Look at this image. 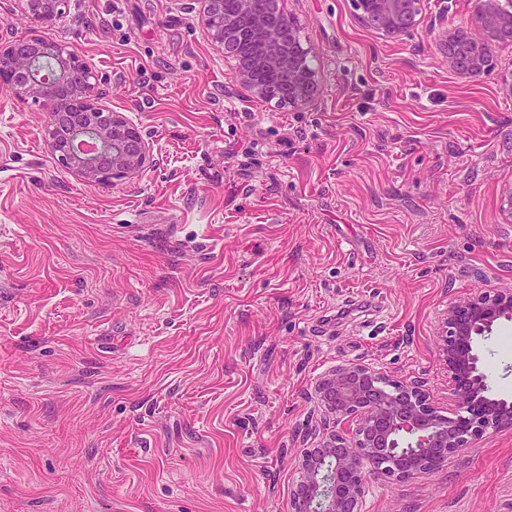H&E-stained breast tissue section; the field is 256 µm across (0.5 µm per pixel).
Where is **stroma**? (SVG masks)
Instances as JSON below:
<instances>
[{
	"mask_svg": "<svg viewBox=\"0 0 512 512\" xmlns=\"http://www.w3.org/2000/svg\"><path fill=\"white\" fill-rule=\"evenodd\" d=\"M307 108L234 94L203 0H67L52 31L159 158L67 173L38 104L0 93V512H291L324 415L364 363L454 412L451 301L512 289V93L448 68L469 0L397 39L354 0H283ZM512 399V322L483 342ZM363 512H512V427L436 472L367 479Z\"/></svg>",
	"mask_w": 512,
	"mask_h": 512,
	"instance_id": "stroma-1",
	"label": "stroma"
}]
</instances>
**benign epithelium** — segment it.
I'll list each match as a JSON object with an SVG mask.
<instances>
[{
	"instance_id": "benign-epithelium-1",
	"label": "benign epithelium",
	"mask_w": 512,
	"mask_h": 512,
	"mask_svg": "<svg viewBox=\"0 0 512 512\" xmlns=\"http://www.w3.org/2000/svg\"><path fill=\"white\" fill-rule=\"evenodd\" d=\"M472 23L443 31L448 68L479 79L497 50L512 46V11L501 0H470ZM419 0H356L361 22L390 39L421 20ZM24 34L0 40V87L48 112L44 135L58 163L92 185L132 181L157 165L151 143L123 113L101 102L86 64L49 36L58 0H18ZM203 24L234 61L233 82L262 100L285 96L308 107L318 94L293 18L280 0H205ZM512 321V289H497L448 306L444 354L456 411L439 414L425 382L390 379L366 364L338 365L314 383L332 424L300 454L292 512H362L367 475L405 481L436 471L473 447L489 428L512 426V401L488 396L480 342Z\"/></svg>"
}]
</instances>
